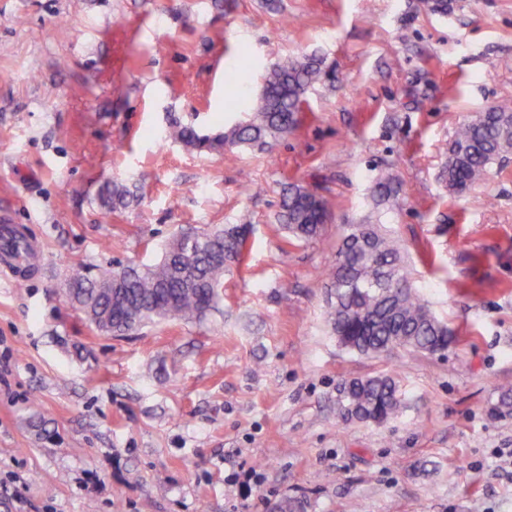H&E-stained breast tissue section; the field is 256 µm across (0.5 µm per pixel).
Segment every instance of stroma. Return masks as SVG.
Wrapping results in <instances>:
<instances>
[{
    "label": "stroma",
    "mask_w": 512,
    "mask_h": 512,
    "mask_svg": "<svg viewBox=\"0 0 512 512\" xmlns=\"http://www.w3.org/2000/svg\"><path fill=\"white\" fill-rule=\"evenodd\" d=\"M305 57L327 76L284 140L167 139L243 119L265 72ZM505 99L512 0H0V224L43 265L0 276V512H512V155L462 196L441 178L456 126ZM116 180L135 201L105 218ZM291 185L332 206L317 240L276 220ZM370 217L448 351L366 357L332 334L336 244ZM230 224L245 252L203 319L115 337L66 300L73 268L152 264L174 232ZM378 374L400 412L342 420L341 384Z\"/></svg>",
    "instance_id": "1"
}]
</instances>
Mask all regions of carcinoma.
<instances>
[{
  "label": "carcinoma",
  "instance_id": "1",
  "mask_svg": "<svg viewBox=\"0 0 512 512\" xmlns=\"http://www.w3.org/2000/svg\"><path fill=\"white\" fill-rule=\"evenodd\" d=\"M322 69L314 58L288 59L264 76L259 103L246 120L215 137L194 127L174 125L168 137L192 150L267 146L288 136L298 124L304 94L319 80ZM512 154V103L478 112L462 124L446 147L442 179L453 194H462L487 180L490 167ZM393 178L376 182L373 200L385 205L394 197ZM133 193L118 181L104 183L98 193L101 214L109 217L129 208ZM328 201L305 188L291 186L281 201L278 220L291 242L322 235L330 217ZM237 226L196 229L192 240L178 232L164 248L167 258L150 265L129 263L118 268H79L70 278V302L90 325L115 321L123 333L151 323L201 319L219 308L224 273L238 262ZM0 250L17 256L25 242L0 238ZM331 301L327 321L338 343L361 355L379 356L392 346L437 354L454 343L448 325L440 321L415 292L398 242L367 221L352 224L341 234L335 261L328 270ZM120 279L127 285L120 300L100 292ZM337 401L344 418L384 422L400 407L398 386L389 375L354 378Z\"/></svg>",
  "mask_w": 512,
  "mask_h": 512
}]
</instances>
